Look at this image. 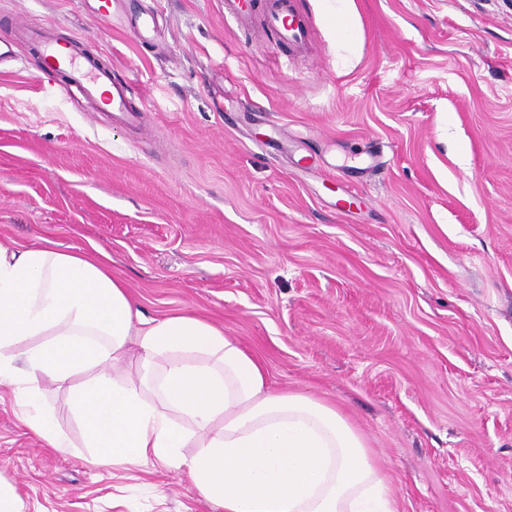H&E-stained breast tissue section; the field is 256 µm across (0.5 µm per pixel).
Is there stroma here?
I'll return each instance as SVG.
<instances>
[{
    "mask_svg": "<svg viewBox=\"0 0 512 512\" xmlns=\"http://www.w3.org/2000/svg\"><path fill=\"white\" fill-rule=\"evenodd\" d=\"M306 52L224 0H0L95 58L140 125L76 108L35 51L0 66V246H100L145 317L188 312L336 405L398 512H512V7L297 0ZM151 13L143 45L128 27ZM54 450L0 384L23 512H219L185 470ZM256 0H224V17L233 19L243 28L251 27L258 5Z\"/></svg>",
    "mask_w": 512,
    "mask_h": 512,
    "instance_id": "1",
    "label": "stroma"
}]
</instances>
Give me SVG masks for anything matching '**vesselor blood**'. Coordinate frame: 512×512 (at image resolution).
I'll use <instances>...</instances> for the list:
<instances>
[{
    "instance_id": "vessel-or-blood-1",
    "label": "vessel or blood",
    "mask_w": 512,
    "mask_h": 512,
    "mask_svg": "<svg viewBox=\"0 0 512 512\" xmlns=\"http://www.w3.org/2000/svg\"><path fill=\"white\" fill-rule=\"evenodd\" d=\"M224 14L244 28L251 26L254 17H261L262 28L295 49L307 45L310 38V20L298 9L296 0H224ZM26 46L38 51L45 79L65 77V91L76 103L114 113L124 124L140 122L141 113L132 107V92L126 83L113 79L110 70L93 62L79 61L68 44L47 36L42 28L31 26L0 40V62L19 59L20 48Z\"/></svg>"
}]
</instances>
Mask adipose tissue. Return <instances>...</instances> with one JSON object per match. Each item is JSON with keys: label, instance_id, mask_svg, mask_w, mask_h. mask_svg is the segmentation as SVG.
Wrapping results in <instances>:
<instances>
[{"label": "adipose tissue", "instance_id": "obj_1", "mask_svg": "<svg viewBox=\"0 0 512 512\" xmlns=\"http://www.w3.org/2000/svg\"><path fill=\"white\" fill-rule=\"evenodd\" d=\"M131 356L136 378L109 375ZM21 362L68 384L91 463L186 467L222 512H397L377 458L336 406L272 391L262 362L212 323L146 319L97 255L0 249V383L14 385L35 435L69 448Z\"/></svg>", "mask_w": 512, "mask_h": 512}]
</instances>
